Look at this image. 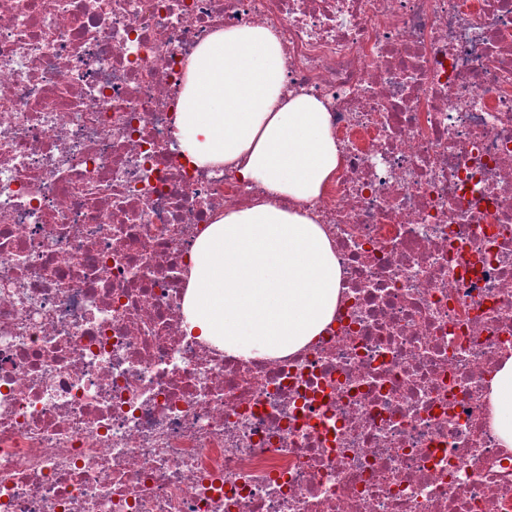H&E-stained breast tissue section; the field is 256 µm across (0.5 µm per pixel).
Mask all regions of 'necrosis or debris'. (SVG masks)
<instances>
[{
	"label": "necrosis or debris",
	"instance_id": "necrosis-or-debris-1",
	"mask_svg": "<svg viewBox=\"0 0 512 512\" xmlns=\"http://www.w3.org/2000/svg\"><path fill=\"white\" fill-rule=\"evenodd\" d=\"M278 30L343 163L298 352L184 327L186 257L260 187L177 147L186 58ZM512 0H0V512H512ZM492 426L503 447H512V357L506 359L490 382Z\"/></svg>",
	"mask_w": 512,
	"mask_h": 512
}]
</instances>
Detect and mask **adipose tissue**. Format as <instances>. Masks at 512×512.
Returning <instances> with one entry per match:
<instances>
[{"label": "adipose tissue", "mask_w": 512, "mask_h": 512, "mask_svg": "<svg viewBox=\"0 0 512 512\" xmlns=\"http://www.w3.org/2000/svg\"><path fill=\"white\" fill-rule=\"evenodd\" d=\"M324 104L288 91L281 40L242 24L190 55L179 94L178 148L202 168L233 166L265 201L225 210L196 240L184 326L235 356L280 357L319 336L336 314L341 269L301 205L335 177L342 153ZM492 426L512 447V357L490 382Z\"/></svg>", "instance_id": "adipose-tissue-1"}]
</instances>
